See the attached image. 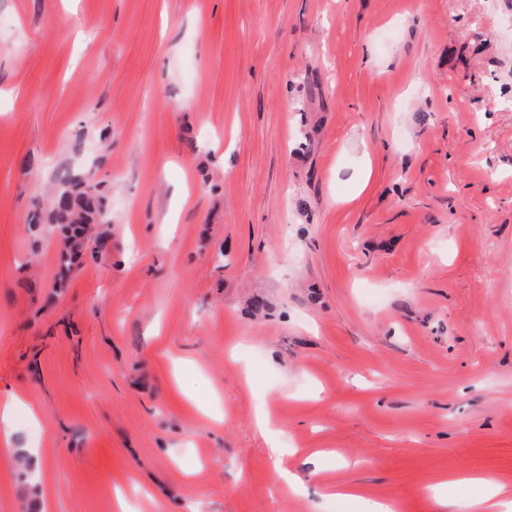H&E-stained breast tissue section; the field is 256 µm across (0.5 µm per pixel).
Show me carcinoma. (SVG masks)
Here are the masks:
<instances>
[{
    "instance_id": "cac0c4a2",
    "label": "carcinoma",
    "mask_w": 512,
    "mask_h": 512,
    "mask_svg": "<svg viewBox=\"0 0 512 512\" xmlns=\"http://www.w3.org/2000/svg\"><path fill=\"white\" fill-rule=\"evenodd\" d=\"M48 223L62 227L64 241L58 253L61 270L69 269L74 257L93 244L96 253L105 246V238L93 234L96 225L108 221L94 195V188L78 183H64L63 189L51 204Z\"/></svg>"
}]
</instances>
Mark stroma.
<instances>
[{"label":"stroma","instance_id":"stroma-1","mask_svg":"<svg viewBox=\"0 0 512 512\" xmlns=\"http://www.w3.org/2000/svg\"><path fill=\"white\" fill-rule=\"evenodd\" d=\"M506 97L512 0H0V512L512 489ZM67 179L111 222L58 292ZM255 427L260 435L264 438L267 445V454L272 462L273 469L278 479L288 485V488L297 492L303 488L301 479L291 473L284 466V459L292 452L291 448H284L280 444L279 435L280 431L274 427L273 423L268 418L266 412L259 411L257 414Z\"/></svg>","mask_w":512,"mask_h":512}]
</instances>
